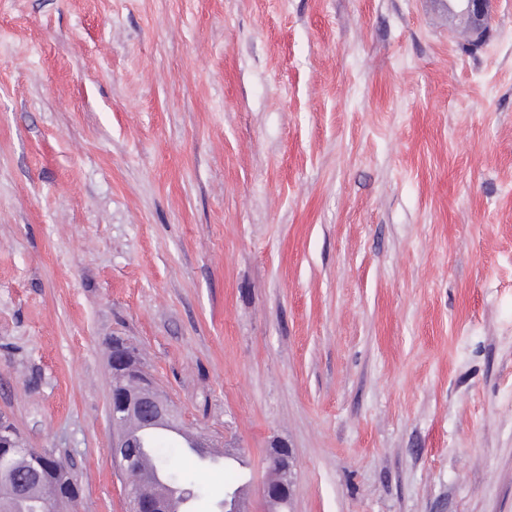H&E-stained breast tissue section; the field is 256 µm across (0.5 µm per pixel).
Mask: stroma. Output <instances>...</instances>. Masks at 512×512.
<instances>
[{"mask_svg":"<svg viewBox=\"0 0 512 512\" xmlns=\"http://www.w3.org/2000/svg\"><path fill=\"white\" fill-rule=\"evenodd\" d=\"M0 0V415L130 512L123 337L286 512H512V0ZM192 512L237 469L207 466ZM493 0H448V13L460 18L470 37V44L482 43L493 20ZM128 439L124 436L115 438L112 443V454L117 461H121L123 468L126 472L135 471L138 473L140 481H151L153 480V474L140 473L137 467V461L135 456L129 455L124 448ZM268 456L270 464L274 465L277 471L272 470V481L267 482L263 489L265 501L268 503L270 512H283L291 497L294 479L295 458L291 448H269ZM288 488V496L285 493Z\"/></svg>","mask_w":512,"mask_h":512,"instance_id":"stroma-1","label":"stroma"}]
</instances>
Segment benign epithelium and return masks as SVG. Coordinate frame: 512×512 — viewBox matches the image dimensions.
Wrapping results in <instances>:
<instances>
[{
  "label": "benign epithelium",
  "mask_w": 512,
  "mask_h": 512,
  "mask_svg": "<svg viewBox=\"0 0 512 512\" xmlns=\"http://www.w3.org/2000/svg\"><path fill=\"white\" fill-rule=\"evenodd\" d=\"M493 0H448V13L460 18L470 37V44L482 43L493 20ZM137 350L128 343L119 345L116 355L110 357L113 385L110 393L109 412L124 417L132 415L152 424L173 418L169 400L151 383L136 362ZM127 438L120 436L112 443V454L125 471H138L136 458L125 451ZM5 456L32 458L39 462L38 473L47 469V455L36 453L15 438V431L0 419V458ZM270 464L277 469L280 480L268 482L263 489L270 512H283L290 497L285 490L292 488L295 458L290 448L268 450ZM127 496L135 503L134 512H172V504L180 499L194 497L191 490L174 486L166 481L155 492L141 497L131 485H126ZM0 497L6 499L16 512L30 504V489L16 480L0 483ZM222 512H245L244 490L236 487L224 494Z\"/></svg>",
  "instance_id": "7a95c632"
}]
</instances>
